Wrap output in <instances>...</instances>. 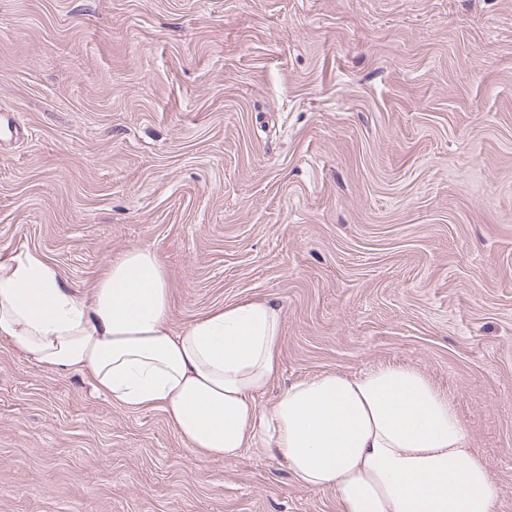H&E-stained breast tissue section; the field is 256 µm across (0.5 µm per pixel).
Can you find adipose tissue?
<instances>
[{"label":"adipose tissue","instance_id":"1","mask_svg":"<svg viewBox=\"0 0 512 512\" xmlns=\"http://www.w3.org/2000/svg\"><path fill=\"white\" fill-rule=\"evenodd\" d=\"M171 315L151 249L123 251L83 291L35 251L0 254V348L79 373L125 409L160 410L198 458L263 444L299 484L332 490L336 512H497L488 461L416 366L324 371L263 408L281 368V308L231 302L178 330Z\"/></svg>","mask_w":512,"mask_h":512}]
</instances>
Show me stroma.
I'll list each match as a JSON object with an SVG mask.
<instances>
[{
  "mask_svg": "<svg viewBox=\"0 0 512 512\" xmlns=\"http://www.w3.org/2000/svg\"><path fill=\"white\" fill-rule=\"evenodd\" d=\"M0 251L161 257L173 327L276 301L281 373L410 363L512 512V0H0ZM0 512H336L263 447L0 348Z\"/></svg>",
  "mask_w": 512,
  "mask_h": 512,
  "instance_id": "stroma-1",
  "label": "stroma"
}]
</instances>
